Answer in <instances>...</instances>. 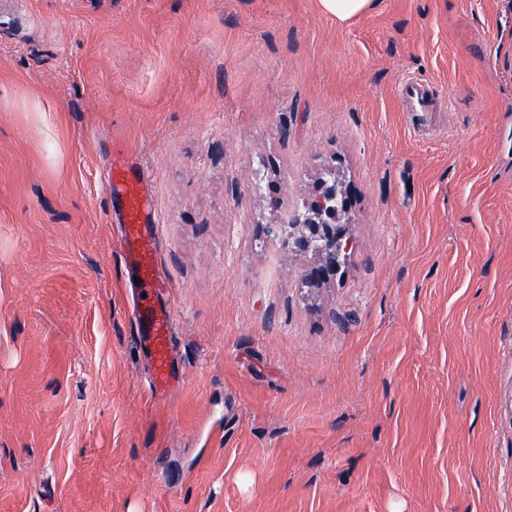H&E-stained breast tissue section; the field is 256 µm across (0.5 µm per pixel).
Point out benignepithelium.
I'll return each mask as SVG.
<instances>
[{"label": "benign epithelium", "instance_id": "benign-epithelium-1", "mask_svg": "<svg viewBox=\"0 0 512 512\" xmlns=\"http://www.w3.org/2000/svg\"><path fill=\"white\" fill-rule=\"evenodd\" d=\"M342 202H349L348 193L330 177L320 182L316 193L304 201L302 210L288 223L265 225L266 235L279 239L290 253L309 250L315 239L321 242L322 262L305 273V281L310 284L335 277L351 248L343 225L336 223V211Z\"/></svg>", "mask_w": 512, "mask_h": 512}]
</instances>
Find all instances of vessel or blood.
I'll list each match as a JSON object with an SVG mask.
<instances>
[{"mask_svg":"<svg viewBox=\"0 0 512 512\" xmlns=\"http://www.w3.org/2000/svg\"><path fill=\"white\" fill-rule=\"evenodd\" d=\"M398 93L412 127L427 126L439 108L432 88L420 80L407 78L400 82ZM104 179L110 197L119 202L122 210L124 264L140 280L134 315L141 343L149 356V394L155 402L164 403L180 386L181 377L174 366L172 315L156 298L159 287L156 211L144 180L123 150L115 151Z\"/></svg>","mask_w":512,"mask_h":512,"instance_id":"obj_1","label":"vessel or blood"}]
</instances>
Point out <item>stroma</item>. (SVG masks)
Listing matches in <instances>:
<instances>
[{"instance_id": "1", "label": "stroma", "mask_w": 512, "mask_h": 512, "mask_svg": "<svg viewBox=\"0 0 512 512\" xmlns=\"http://www.w3.org/2000/svg\"><path fill=\"white\" fill-rule=\"evenodd\" d=\"M119 148L159 223L162 405ZM328 168L354 249L308 288L318 255L263 227ZM0 512H512V0H0ZM322 12L336 19L347 22L375 9L378 0H318ZM398 93L414 129L427 126L434 112L439 108V102L432 88L417 79L407 78L400 82ZM104 179L110 197L119 202L122 210L124 264L141 278L134 315L141 343L149 356V394L155 402L164 404L180 386L181 377L174 366L171 311L156 298L160 288L154 231L156 211L144 180L123 150L115 151Z\"/></svg>"}]
</instances>
